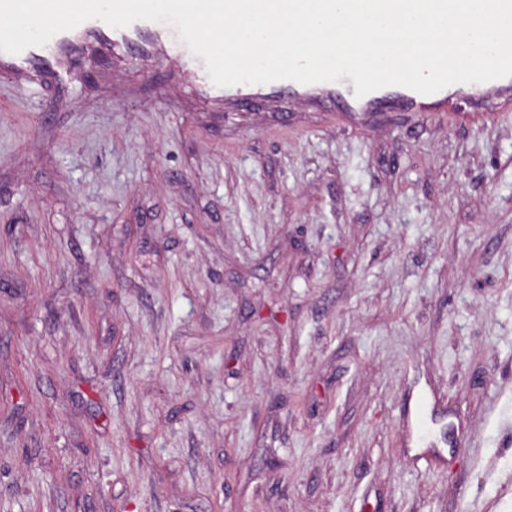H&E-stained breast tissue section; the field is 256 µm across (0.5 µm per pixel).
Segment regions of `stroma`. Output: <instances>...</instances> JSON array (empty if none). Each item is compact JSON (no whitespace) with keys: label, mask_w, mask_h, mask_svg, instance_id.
Wrapping results in <instances>:
<instances>
[{"label":"stroma","mask_w":512,"mask_h":512,"mask_svg":"<svg viewBox=\"0 0 512 512\" xmlns=\"http://www.w3.org/2000/svg\"><path fill=\"white\" fill-rule=\"evenodd\" d=\"M0 68V512H512V109ZM339 82L345 85L347 95L351 102L342 109V112H371L376 105V98L369 97L367 94L362 97L355 96V87L349 77H343Z\"/></svg>","instance_id":"1"}]
</instances>
